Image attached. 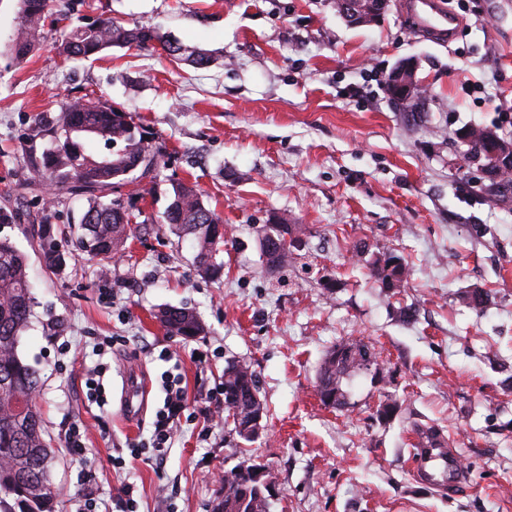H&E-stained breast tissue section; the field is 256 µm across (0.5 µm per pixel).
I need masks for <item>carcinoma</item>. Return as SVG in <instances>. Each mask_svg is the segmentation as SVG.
<instances>
[{
    "instance_id": "cac0c4a2",
    "label": "carcinoma",
    "mask_w": 512,
    "mask_h": 512,
    "mask_svg": "<svg viewBox=\"0 0 512 512\" xmlns=\"http://www.w3.org/2000/svg\"><path fill=\"white\" fill-rule=\"evenodd\" d=\"M24 14L5 54L13 60L26 58L35 47L36 35L49 16L50 0H21ZM159 44L173 56H183L195 66L205 67L211 57L189 50L161 37L146 27L127 28L110 19L66 28L61 35L62 54L89 58L107 49ZM49 131L55 146L36 155L27 165L32 182H47L56 189L84 195L88 206L77 223L78 250L98 261L99 273L108 274L112 258L135 234L138 226L120 188L129 176H148V167H161L162 150L146 139L126 113L102 101L68 102L60 106ZM490 193L500 196L512 189V172L490 180ZM165 223L178 235L194 241V263L203 276L217 280L224 264L216 261L218 243L224 241V225L214 210L206 206L202 194L185 182L172 184L171 201L164 213ZM268 233L284 242L268 253L272 268L288 265L287 240L292 230L286 224L261 227L258 236ZM36 243L46 269L65 265L48 218L36 232ZM26 255L8 238H0V512H57L52 482V440L47 438L40 413L34 403L39 374L21 353L20 339L33 313L34 297L27 271ZM375 278L386 288L405 287L410 270L394 255L375 260ZM155 318L170 336L192 338L203 331L195 310L166 307ZM377 365V353L361 340L340 343L325 355L319 370L318 394L326 407L347 405L343 380ZM224 412L232 418V431L252 442L247 432L248 407L259 394L258 375L244 362L224 366L222 375ZM261 464L243 461L224 470V488L211 503V512H270V497L261 482L250 477Z\"/></svg>"
}]
</instances>
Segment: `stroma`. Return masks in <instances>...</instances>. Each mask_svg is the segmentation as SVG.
I'll return each mask as SVG.
<instances>
[{"mask_svg":"<svg viewBox=\"0 0 512 512\" xmlns=\"http://www.w3.org/2000/svg\"><path fill=\"white\" fill-rule=\"evenodd\" d=\"M403 2L355 26L336 0H52L60 24L149 27L215 61L198 68L159 47L68 59L52 21L26 59L0 56V210L77 223L84 197L28 181L27 144L51 145L36 120L62 101L107 102L164 151L149 193L123 189L148 230L108 276L64 236L66 264L50 273L25 225L0 223L34 285L20 350L41 377L59 512H78L85 488L111 512L125 483L140 512H209L220 476L245 458L270 472L271 512H512V195L484 193L458 138L483 126L512 139V0H449L464 20L450 43L418 31ZM407 58L429 90L413 120L383 84ZM176 181L198 185L223 220L219 280L202 279L191 237L160 222ZM280 220L299 233L272 273L256 230ZM389 255L410 267L406 287L374 277ZM477 289L487 300L476 310L467 298ZM167 305L194 308L203 332L167 335L153 317ZM350 339L372 344L378 365L344 381V408L324 406L320 364ZM230 360L253 367L267 407L265 432L248 444L206 416ZM98 362L102 406L86 387ZM173 362L190 418L160 471L130 448L146 438ZM136 384L149 394L130 416ZM387 402L397 405L389 419ZM74 422L81 456L64 442ZM422 427L442 430L460 456L454 494L416 478L410 448Z\"/></svg>","mask_w":512,"mask_h":512,"instance_id":"stroma-1","label":"stroma"}]
</instances>
